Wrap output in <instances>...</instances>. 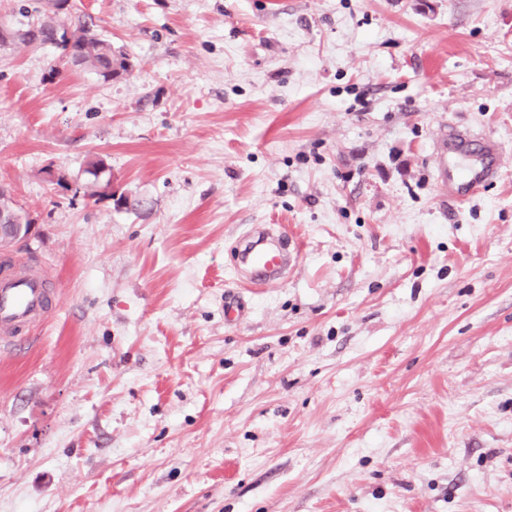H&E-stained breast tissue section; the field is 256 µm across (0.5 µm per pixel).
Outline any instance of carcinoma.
Returning a JSON list of instances; mask_svg holds the SVG:
<instances>
[{
    "mask_svg": "<svg viewBox=\"0 0 512 512\" xmlns=\"http://www.w3.org/2000/svg\"><path fill=\"white\" fill-rule=\"evenodd\" d=\"M27 23L19 27L0 26V46L11 43L25 45H52L58 48L62 56L74 66L93 69L105 80L119 77L129 71L130 64L126 55L112 48V43L101 39L83 24L74 27L67 19L57 16V12L48 13L35 6L24 10ZM106 168L102 158L92 162L87 173L92 179L85 185V194L96 200L112 198L111 181H100L98 173Z\"/></svg>",
    "mask_w": 512,
    "mask_h": 512,
    "instance_id": "carcinoma-1",
    "label": "carcinoma"
}]
</instances>
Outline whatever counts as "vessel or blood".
Masks as SVG:
<instances>
[{"mask_svg":"<svg viewBox=\"0 0 512 512\" xmlns=\"http://www.w3.org/2000/svg\"><path fill=\"white\" fill-rule=\"evenodd\" d=\"M433 156L438 183L461 203L503 174V147L483 130L442 131L434 141ZM251 236L253 242L242 257L252 270L247 284L253 288L277 284L286 270L296 266L300 243L282 235L274 224L254 227ZM54 301V289L39 272L20 268L0 274V349L12 350L23 333L52 312Z\"/></svg>","mask_w":512,"mask_h":512,"instance_id":"obj_1","label":"vessel or blood"}]
</instances>
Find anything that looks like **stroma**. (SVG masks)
<instances>
[{
  "label": "stroma",
  "mask_w": 512,
  "mask_h": 512,
  "mask_svg": "<svg viewBox=\"0 0 512 512\" xmlns=\"http://www.w3.org/2000/svg\"><path fill=\"white\" fill-rule=\"evenodd\" d=\"M68 15L131 68L0 47L10 261L57 292L0 353V512H512V0ZM445 125L504 147L463 206ZM255 224L301 240L279 285L235 277ZM106 168L105 160L102 158L92 162L91 169L87 173L92 177L91 181L85 185V194L95 200L110 199L112 200V184L108 179L105 182L100 181L98 173ZM20 213L24 218L23 222L27 219L30 224H0V254L6 256L20 237H31L35 234L36 224L21 211Z\"/></svg>",
  "instance_id": "1"
}]
</instances>
